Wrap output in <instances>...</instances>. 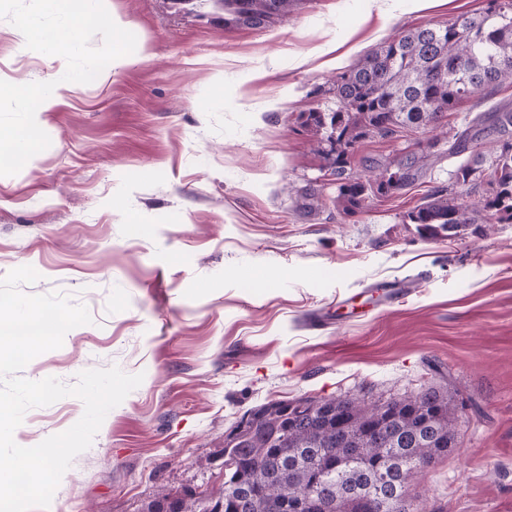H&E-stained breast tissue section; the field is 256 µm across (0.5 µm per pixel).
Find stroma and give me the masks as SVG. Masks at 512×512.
<instances>
[{
    "label": "stroma",
    "mask_w": 512,
    "mask_h": 512,
    "mask_svg": "<svg viewBox=\"0 0 512 512\" xmlns=\"http://www.w3.org/2000/svg\"><path fill=\"white\" fill-rule=\"evenodd\" d=\"M137 40L126 65L83 84L0 19V80L58 81L38 115L50 146L0 176V278L33 267L27 294L59 292L93 322L22 377L118 366L142 383L105 417L47 512H144L160 490L224 487V435L270 401H383L434 385L466 399L455 446L411 482L417 512H512V223L426 237L407 219L455 164L430 128L367 137L365 174L405 153L430 162L401 193L354 215L301 113L332 112L358 58L415 27L476 15L489 0H299L264 28L220 23L219 0H106ZM512 85L459 103L447 131ZM412 284L400 303L371 290ZM359 293L355 309L336 296ZM313 310L338 314L313 333ZM74 396L29 409L25 447L74 425Z\"/></svg>",
    "instance_id": "1"
}]
</instances>
